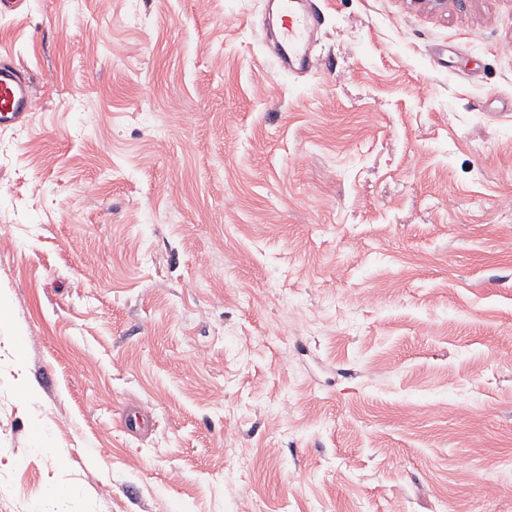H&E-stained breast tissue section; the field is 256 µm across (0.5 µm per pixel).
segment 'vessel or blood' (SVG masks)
Returning a JSON list of instances; mask_svg holds the SVG:
<instances>
[{
	"label": "vessel or blood",
	"mask_w": 512,
	"mask_h": 512,
	"mask_svg": "<svg viewBox=\"0 0 512 512\" xmlns=\"http://www.w3.org/2000/svg\"><path fill=\"white\" fill-rule=\"evenodd\" d=\"M281 16L280 43L288 52L282 55L284 69L308 66V42L318 16L307 7V0H277ZM36 110V99L28 75L9 60L0 61V127L27 121Z\"/></svg>",
	"instance_id": "b4317fda"
}]
</instances>
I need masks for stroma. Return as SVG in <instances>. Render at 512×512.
Here are the masks:
<instances>
[{
	"label": "stroma",
	"mask_w": 512,
	"mask_h": 512,
	"mask_svg": "<svg viewBox=\"0 0 512 512\" xmlns=\"http://www.w3.org/2000/svg\"><path fill=\"white\" fill-rule=\"evenodd\" d=\"M314 3L0 17V512H512V0ZM281 16L280 45L288 47V55L280 53L282 67L291 71L296 63L309 65L308 42L318 23V15L307 0H277ZM310 5V4H309ZM36 106L28 75L11 60H1L0 127H12L27 121Z\"/></svg>",
	"instance_id": "obj_1"
}]
</instances>
